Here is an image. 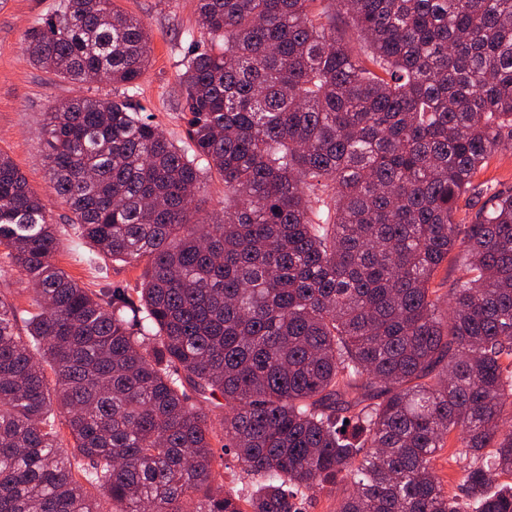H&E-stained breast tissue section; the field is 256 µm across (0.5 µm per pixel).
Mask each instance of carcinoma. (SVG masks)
I'll use <instances>...</instances> for the list:
<instances>
[{"instance_id":"cac0c4a2","label":"carcinoma","mask_w":512,"mask_h":512,"mask_svg":"<svg viewBox=\"0 0 512 512\" xmlns=\"http://www.w3.org/2000/svg\"><path fill=\"white\" fill-rule=\"evenodd\" d=\"M196 2L182 146L132 103L142 20L61 0L27 35L33 64L123 88L60 103L41 136L77 237L148 268L81 287L0 153L3 260L36 290L0 295V512H299L342 472L336 512H467L432 468L455 431L475 512H512L491 490L512 472V194L457 220L512 131V0ZM459 245L444 316L430 285ZM229 452L251 488L224 489ZM200 211L196 218L202 220L209 213L219 211L224 208V182L216 174L208 175L207 192L199 203Z\"/></svg>"}]
</instances>
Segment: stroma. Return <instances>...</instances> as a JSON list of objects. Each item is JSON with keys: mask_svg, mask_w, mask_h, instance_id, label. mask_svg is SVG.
Returning a JSON list of instances; mask_svg holds the SVG:
<instances>
[{"mask_svg": "<svg viewBox=\"0 0 512 512\" xmlns=\"http://www.w3.org/2000/svg\"><path fill=\"white\" fill-rule=\"evenodd\" d=\"M59 0H0V152L7 154L29 185L43 198L47 215L60 231L55 262L81 286L94 290L134 288L143 280L145 261L99 265L90 261L92 248L72 230V211L50 188L39 131L46 112L79 95L118 99L120 88L97 82L78 85L35 66L24 52V38L34 19L51 18ZM117 8L142 19L150 36V57L139 81L136 103L176 143L186 139V114L181 84L188 32L196 30L195 0H115ZM484 195L512 192V142L477 174ZM465 450L450 435L434 460L445 492L467 501L462 481Z\"/></svg>", "mask_w": 512, "mask_h": 512, "instance_id": "stroma-1", "label": "stroma"}]
</instances>
